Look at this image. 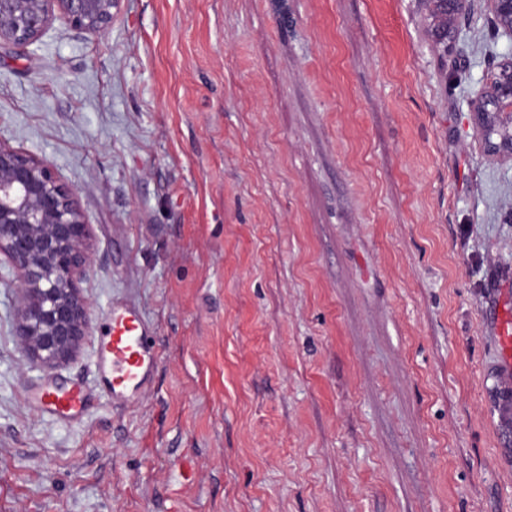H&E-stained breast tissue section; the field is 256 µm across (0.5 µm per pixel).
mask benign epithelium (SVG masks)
<instances>
[{"instance_id": "benign-epithelium-1", "label": "benign epithelium", "mask_w": 512, "mask_h": 512, "mask_svg": "<svg viewBox=\"0 0 512 512\" xmlns=\"http://www.w3.org/2000/svg\"><path fill=\"white\" fill-rule=\"evenodd\" d=\"M512 34V0H487ZM118 0H0V49L26 51L59 18L89 34L106 32ZM483 86L478 112H512V58ZM71 191L44 160L0 142V257L18 306L14 335L22 352L48 370L76 354L89 325L79 283L91 254Z\"/></svg>"}]
</instances>
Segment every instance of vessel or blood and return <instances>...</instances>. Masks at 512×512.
<instances>
[{
    "label": "vessel or blood",
    "mask_w": 512,
    "mask_h": 512,
    "mask_svg": "<svg viewBox=\"0 0 512 512\" xmlns=\"http://www.w3.org/2000/svg\"><path fill=\"white\" fill-rule=\"evenodd\" d=\"M158 364V353L150 339V328L136 305L113 309L103 340L99 371L114 397L134 395L149 385ZM46 410L71 413L81 409L87 395L82 389L43 391L37 395Z\"/></svg>",
    "instance_id": "b4317fda"
}]
</instances>
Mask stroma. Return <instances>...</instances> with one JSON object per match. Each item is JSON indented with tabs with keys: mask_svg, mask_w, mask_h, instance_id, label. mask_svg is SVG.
<instances>
[{
	"mask_svg": "<svg viewBox=\"0 0 512 512\" xmlns=\"http://www.w3.org/2000/svg\"><path fill=\"white\" fill-rule=\"evenodd\" d=\"M120 0L0 51V141L88 226L89 337L21 352L0 284V512H512V56L487 0ZM151 386L75 418L112 307ZM438 0H427L426 3L432 5L430 9V18L432 23L433 35L439 44H443L444 48L448 46V30L450 23L448 17L456 18L462 14L465 6V0H444L443 5L445 10L448 12V17L445 16L444 12L438 5L433 2ZM507 61V68L499 69L501 78H490L472 100L477 112H512V58ZM37 400L52 413H71L81 409L88 397L81 388L71 391H42L36 395Z\"/></svg>",
	"mask_w": 512,
	"mask_h": 512,
	"instance_id": "obj_1",
	"label": "stroma"
}]
</instances>
